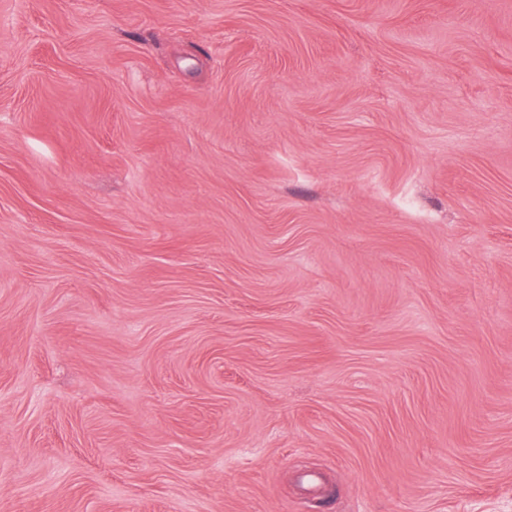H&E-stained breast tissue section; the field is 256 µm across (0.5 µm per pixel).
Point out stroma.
Masks as SVG:
<instances>
[{"label":"stroma","mask_w":512,"mask_h":512,"mask_svg":"<svg viewBox=\"0 0 512 512\" xmlns=\"http://www.w3.org/2000/svg\"><path fill=\"white\" fill-rule=\"evenodd\" d=\"M0 512H512V0H0Z\"/></svg>","instance_id":"stroma-1"}]
</instances>
